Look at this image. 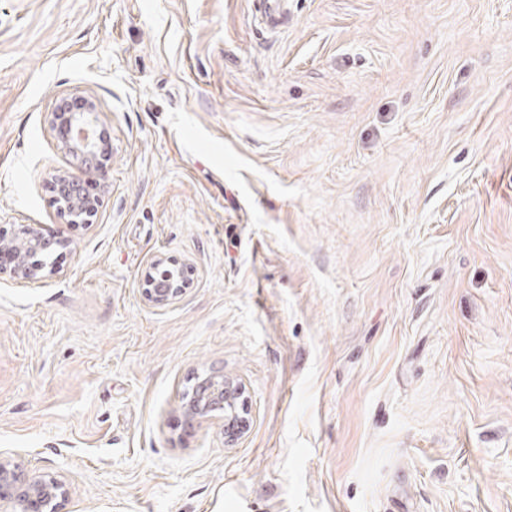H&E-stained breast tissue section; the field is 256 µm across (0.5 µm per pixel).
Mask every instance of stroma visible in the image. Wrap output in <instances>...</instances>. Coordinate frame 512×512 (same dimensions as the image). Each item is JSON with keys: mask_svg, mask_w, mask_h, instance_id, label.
<instances>
[{"mask_svg": "<svg viewBox=\"0 0 512 512\" xmlns=\"http://www.w3.org/2000/svg\"><path fill=\"white\" fill-rule=\"evenodd\" d=\"M0 0V456L60 512H512V0ZM92 96V224L47 114ZM158 257L192 269L148 305ZM240 383L250 422L180 407ZM65 245L64 239L54 233L47 234L30 224L18 225L14 236H0V279L8 277L18 283H39L58 273L56 267L49 269L35 259L39 254L52 253ZM5 258V261L1 259ZM192 280L185 264L158 258L150 262L142 278L144 299L154 307H163L181 296Z\"/></svg>", "mask_w": 512, "mask_h": 512, "instance_id": "35a3bbf8", "label": "stroma"}]
</instances>
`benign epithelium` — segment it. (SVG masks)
I'll return each instance as SVG.
<instances>
[{
    "mask_svg": "<svg viewBox=\"0 0 512 512\" xmlns=\"http://www.w3.org/2000/svg\"><path fill=\"white\" fill-rule=\"evenodd\" d=\"M85 106L79 111L61 114L50 112L49 122L57 133V147L69 158L73 170L55 174L54 188L60 211L69 217L68 223L90 224L97 214L95 199L85 193L86 182L105 168L111 159L101 143L83 140L96 123V99L84 97ZM65 245L62 237L47 234L30 224H21L9 239L0 238V279L7 277L18 283H39L57 274L55 266L47 267L37 260L42 253H51ZM192 280L185 264L158 258L150 262L142 278L144 299L154 307H163L181 296ZM186 417L195 418L214 411L224 412L226 428L231 436L243 434L248 427V401L244 388L222 374H210L198 379L193 397L182 404ZM67 497L63 481L51 476H28L21 465L10 458L0 457V512H59Z\"/></svg>",
    "mask_w": 512,
    "mask_h": 512,
    "instance_id": "obj_1",
    "label": "benign epithelium"
}]
</instances>
